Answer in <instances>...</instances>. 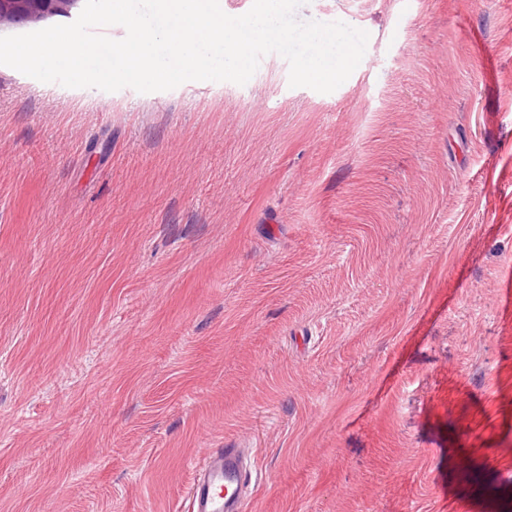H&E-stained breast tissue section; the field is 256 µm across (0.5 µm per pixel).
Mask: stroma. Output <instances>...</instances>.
<instances>
[{
  "label": "stroma",
  "instance_id": "1",
  "mask_svg": "<svg viewBox=\"0 0 512 512\" xmlns=\"http://www.w3.org/2000/svg\"><path fill=\"white\" fill-rule=\"evenodd\" d=\"M336 90L0 65V512H512V0H310ZM195 476L189 488L190 512H244V492L253 471L242 448L224 444L212 449L194 464Z\"/></svg>",
  "mask_w": 512,
  "mask_h": 512
}]
</instances>
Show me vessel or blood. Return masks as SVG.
I'll return each instance as SVG.
<instances>
[{
	"mask_svg": "<svg viewBox=\"0 0 512 512\" xmlns=\"http://www.w3.org/2000/svg\"><path fill=\"white\" fill-rule=\"evenodd\" d=\"M189 512H245L244 492L253 471L242 449L228 444L212 449L194 465Z\"/></svg>",
	"mask_w": 512,
	"mask_h": 512,
	"instance_id": "1",
	"label": "vessel or blood"
}]
</instances>
